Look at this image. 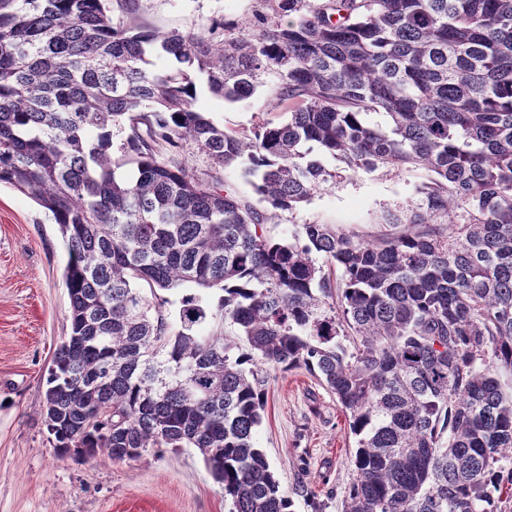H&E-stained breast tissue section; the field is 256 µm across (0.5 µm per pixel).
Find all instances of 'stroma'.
I'll use <instances>...</instances> for the list:
<instances>
[{"label":"stroma","instance_id":"stroma-1","mask_svg":"<svg viewBox=\"0 0 512 512\" xmlns=\"http://www.w3.org/2000/svg\"><path fill=\"white\" fill-rule=\"evenodd\" d=\"M258 0H139L141 18L161 30L239 23ZM269 88L228 103L199 89L198 103L227 129L251 130L269 112ZM423 170L382 168L318 191L278 212L270 234L329 224L373 237L383 211L415 196ZM68 261L57 224L31 199L0 187V512H229L224 490L192 448L136 459H59L42 413L47 368L69 334L63 282ZM266 407L257 440L293 512H341L354 439L334 395L302 369L262 376Z\"/></svg>","mask_w":512,"mask_h":512}]
</instances>
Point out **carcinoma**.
Wrapping results in <instances>:
<instances>
[{
  "mask_svg": "<svg viewBox=\"0 0 512 512\" xmlns=\"http://www.w3.org/2000/svg\"><path fill=\"white\" fill-rule=\"evenodd\" d=\"M260 2L214 22L232 30L217 38L155 29L139 0L117 18L112 0H0V185L47 210L68 252L53 447L194 448L229 512H291L257 442L258 372L304 368L355 438L342 512H497L512 485V0ZM200 78L231 103L269 84L285 118L226 129L197 107ZM160 144L242 165L266 207ZM380 168L428 173L387 211L395 232L269 235L277 211ZM183 286L174 325L164 293Z\"/></svg>",
  "mask_w": 512,
  "mask_h": 512,
  "instance_id": "1",
  "label": "carcinoma"
}]
</instances>
